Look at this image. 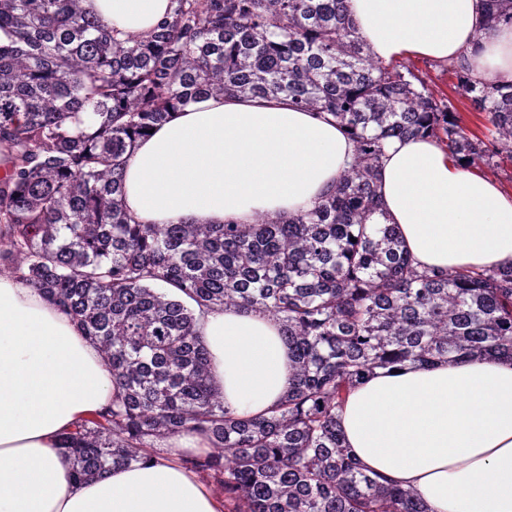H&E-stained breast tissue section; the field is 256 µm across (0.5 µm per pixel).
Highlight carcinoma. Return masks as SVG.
Instances as JSON below:
<instances>
[{"label": "carcinoma", "mask_w": 512, "mask_h": 512, "mask_svg": "<svg viewBox=\"0 0 512 512\" xmlns=\"http://www.w3.org/2000/svg\"><path fill=\"white\" fill-rule=\"evenodd\" d=\"M146 37H118L83 0H0V267L40 291L99 346L115 392L62 439L85 483L156 457L194 431L188 460L224 512H428L365 472L338 411L380 368L512 357V266L421 271L393 224H375L384 144L425 133L468 167L512 162V85L458 87L484 114L466 130L408 69L374 59L345 0H171ZM512 23V0H487ZM286 96L332 117L355 161L313 209L252 224H136L122 207L132 143L209 95ZM258 311L293 363L265 413L224 407L199 316Z\"/></svg>", "instance_id": "1"}]
</instances>
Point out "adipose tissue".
<instances>
[{
	"mask_svg": "<svg viewBox=\"0 0 512 512\" xmlns=\"http://www.w3.org/2000/svg\"><path fill=\"white\" fill-rule=\"evenodd\" d=\"M358 35L389 62L463 64L473 79L512 84V24L489 25L485 0H346ZM110 28L142 36L171 0H84ZM354 143L288 97L213 96L173 111L124 166V205L139 224H250L312 208L348 170ZM380 223L396 225L423 268L512 264V194L460 166L436 140L393 139L377 184ZM200 334L224 405L256 416L288 393L292 361L278 325L237 310L202 314ZM101 353L71 317L0 273V512H221L175 459L74 483L61 437L107 408ZM348 448L429 512H512V359L375 371L347 397Z\"/></svg>",
	"mask_w": 512,
	"mask_h": 512,
	"instance_id": "adipose-tissue-1",
	"label": "adipose tissue"
}]
</instances>
